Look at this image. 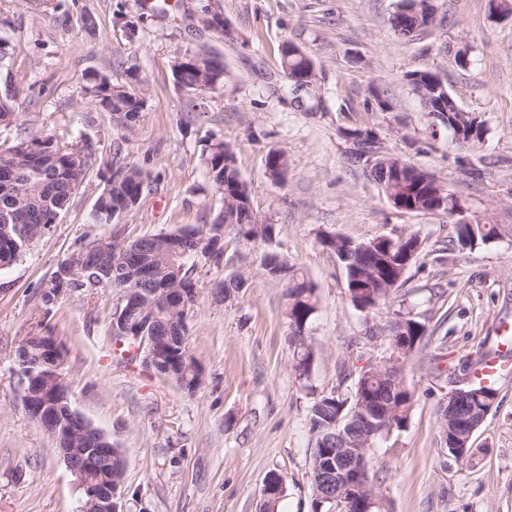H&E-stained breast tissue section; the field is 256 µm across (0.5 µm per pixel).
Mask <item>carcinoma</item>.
Here are the masks:
<instances>
[{"label": "carcinoma", "mask_w": 512, "mask_h": 512, "mask_svg": "<svg viewBox=\"0 0 512 512\" xmlns=\"http://www.w3.org/2000/svg\"><path fill=\"white\" fill-rule=\"evenodd\" d=\"M392 28L398 36L413 40L427 29L426 9L423 0H399L397 11L392 19ZM292 45L284 49L283 69L293 77L291 84L306 86L303 81L307 74L309 56L296 55ZM194 63L172 65L177 85L200 98L211 92L210 86H224V63L219 58L205 52L192 53ZM87 92L101 107L116 116L126 126L136 122L144 110L145 99L142 93L135 92L125 85L114 84L105 74L95 73L90 78ZM20 119L16 95L6 92L0 95V128L16 125ZM35 146L46 154L48 164L44 168L30 164L27 149ZM201 158L205 176L214 192L219 196L220 208L208 224H192L190 229L198 235L209 236L202 245V251H185L179 258H169L163 246L166 232L145 236L142 241L148 243L153 251L151 265L157 271L158 285L177 282L185 288L198 287L194 277L195 265L188 261L202 258L203 252L210 249L224 252V237L210 234L215 225L224 223V211H229L232 223L224 231L234 234L242 242L261 239L267 243L274 237L273 225L267 224L261 233L254 232L258 217L252 205L247 203V188L241 179L233 152L222 140H212L205 144ZM98 161L97 149L88 140H69L65 136L34 135L18 138L11 144H0V208L17 202L23 196L22 226L26 230L27 244L14 245L11 237L0 226V269H7L20 261L32 246L48 233L47 227L53 223L56 215L65 214L71 202L82 186L86 173ZM109 177L106 185L97 196L91 221L94 224H112L123 212L131 209L143 195L148 184L147 175L139 168L120 161L118 156L106 163ZM370 177L394 198L395 204L404 207L407 212H418L429 205V198L439 183L426 173H416L409 166L402 179H392V173L377 170ZM441 188V187H439ZM448 205L455 206L457 200L448 189L441 188ZM512 233V227L499 224H458L456 225V243L462 249H473ZM321 243L335 254L345 271L346 292L350 302L358 309L367 311L380 305L389 295L404 283L408 269L418 258L422 240L416 233L402 238L379 239L375 242L354 243L347 239L322 233ZM102 260L97 252L85 251L77 246L54 273L52 286L45 291L43 303L46 312L56 306L62 290L79 292L90 298L103 289L122 292L128 288L152 287V282L105 283L99 280L96 265ZM264 267L269 279L285 281L288 285V307L286 318L291 330L293 347L292 368L298 378H309V366L313 358L310 337L301 335L318 309L316 288L304 275L288 261L272 251L264 257ZM223 287L225 298L245 286L240 274L220 278L212 287ZM390 347L397 359H387L381 365L361 368L349 394L319 395L310 405V431L315 435V446L311 454V478H316L319 466L324 464L325 448L320 440L326 439L324 433L330 430L336 415L342 419L360 418L359 426H367L370 419L383 427L379 435L387 434L391 429L402 428L413 408L416 392L402 376V367L398 360L407 357L425 336V326L407 316L399 315L389 325ZM159 336L171 335L176 350L180 351V366L191 380H198L196 366L189 355V328L184 312L165 313L155 327ZM490 353L485 352L466 362L463 368L469 369L471 387L466 398L461 400V413L475 418L487 407L486 401L496 398V388L475 378L476 369L481 366ZM438 434H448V445L466 443L471 448L469 429L464 423L447 421L446 412L436 409ZM126 461L118 450L112 451V472L96 470L90 481L102 484L108 480L123 483ZM270 482L263 484L261 497L266 512H278L283 491L279 488L282 476L269 473Z\"/></svg>", "instance_id": "1"}]
</instances>
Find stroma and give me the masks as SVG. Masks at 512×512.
<instances>
[{
  "label": "stroma",
  "instance_id": "35a3bbf8",
  "mask_svg": "<svg viewBox=\"0 0 512 512\" xmlns=\"http://www.w3.org/2000/svg\"><path fill=\"white\" fill-rule=\"evenodd\" d=\"M175 3L158 15L139 0H0V42L11 56L0 94H17L18 134L65 130L90 140L100 157L59 223L0 270V512H78L83 497L24 409L12 355L33 321L63 348L73 408L126 460L123 512H259L272 472L285 483L278 512H311L312 397L348 392L362 367L382 364L387 327L400 312L424 324L426 336L402 361L416 390L409 419L370 451L386 512H512V374L497 382L495 405L473 435V467L440 455L436 428L454 367L496 349V325L512 320V237L459 251L455 216L392 208L356 138L370 132L381 153L434 177L469 222L512 226V16L490 17L488 0H434V23L407 41L391 28L398 0ZM119 12L135 37L117 23ZM216 12L224 29L210 22ZM287 41L314 61V86L288 82L280 61ZM460 42L469 47L464 68L454 60ZM198 50L226 69L223 88L201 100L172 75L177 55ZM424 70L484 123L476 148H460L414 93L406 76ZM95 72L143 93L132 129L85 94ZM212 138L233 151L259 221L277 236L243 245L226 235L223 267L197 264L189 354L200 383L189 391L142 362L115 359L107 332L115 297L67 291L48 312L42 295L84 238L130 241L210 222L217 201L200 155ZM116 144L126 162L149 173V184L115 223L94 224L108 176L102 161ZM274 151L288 159L279 183L267 168ZM324 231L356 243L414 231L423 248L403 286L363 312L319 240ZM270 251L319 297L308 326L314 360L303 381L292 368L287 285L264 270ZM235 273L247 281L235 300L212 296L211 281Z\"/></svg>",
  "mask_w": 512,
  "mask_h": 512
}]
</instances>
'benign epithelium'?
I'll return each instance as SVG.
<instances>
[{
	"label": "benign epithelium",
	"mask_w": 512,
	"mask_h": 512,
	"mask_svg": "<svg viewBox=\"0 0 512 512\" xmlns=\"http://www.w3.org/2000/svg\"><path fill=\"white\" fill-rule=\"evenodd\" d=\"M127 250V242L112 240V265L105 267V272L114 280L120 279L123 273L117 257ZM162 301L169 308L188 307L185 291L178 287L164 289ZM156 315L155 304L148 302L145 297L126 295L117 301L112 310V340L119 346L127 339L140 342L137 357L149 369L162 373L166 379L184 388L188 381L181 378V373L172 370V365L179 363V359L168 341L147 335V329ZM63 358L61 346L52 338H45L20 350L15 365L24 391V405L55 439L58 454L77 477L84 492L80 512H121L119 502L123 492L120 488L93 484L87 478L90 472L102 464L112 462V445L108 443L99 448L77 447V443L87 437L91 424L71 405L66 381L60 373ZM62 411L69 415L71 429L58 434L53 428ZM364 462L365 458L355 452L348 456L346 469L350 470V480L344 484L335 481L337 471L332 468L326 467L319 471L318 482L321 488L326 490L330 483L337 487L336 493L326 491L319 497V501L332 505L340 501L347 504L350 512H373L377 498L367 490Z\"/></svg>",
	"instance_id": "obj_1"
}]
</instances>
